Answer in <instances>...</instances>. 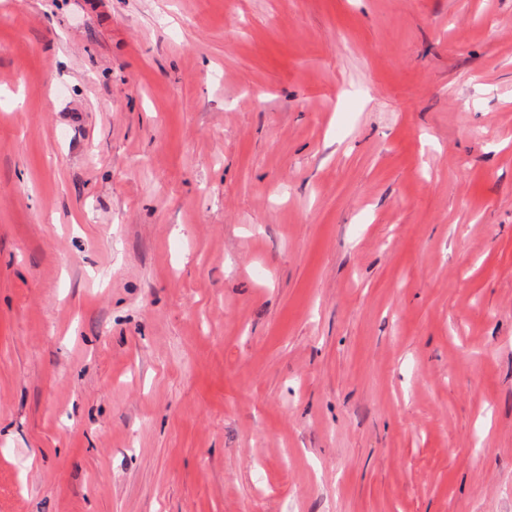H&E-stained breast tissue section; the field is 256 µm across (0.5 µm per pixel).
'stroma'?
I'll use <instances>...</instances> for the list:
<instances>
[{"instance_id":"stroma-1","label":"stroma","mask_w":512,"mask_h":512,"mask_svg":"<svg viewBox=\"0 0 512 512\" xmlns=\"http://www.w3.org/2000/svg\"><path fill=\"white\" fill-rule=\"evenodd\" d=\"M0 512H512V0H0Z\"/></svg>"}]
</instances>
